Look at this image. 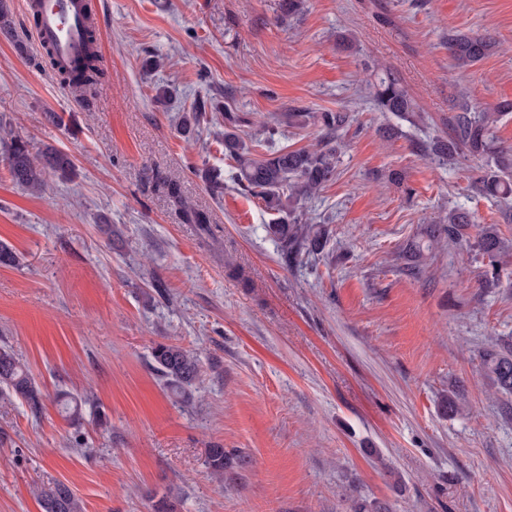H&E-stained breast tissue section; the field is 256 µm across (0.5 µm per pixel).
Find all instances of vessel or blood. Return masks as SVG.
I'll list each match as a JSON object with an SVG mask.
<instances>
[{
	"mask_svg": "<svg viewBox=\"0 0 512 512\" xmlns=\"http://www.w3.org/2000/svg\"><path fill=\"white\" fill-rule=\"evenodd\" d=\"M39 13L34 31L36 45L54 48L67 67L81 64L86 52L85 29L89 23L86 0H32Z\"/></svg>",
	"mask_w": 512,
	"mask_h": 512,
	"instance_id": "1",
	"label": "vessel or blood"
}]
</instances>
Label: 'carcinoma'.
I'll return each instance as SVG.
<instances>
[{
    "instance_id": "obj_1",
    "label": "carcinoma",
    "mask_w": 512,
    "mask_h": 512,
    "mask_svg": "<svg viewBox=\"0 0 512 512\" xmlns=\"http://www.w3.org/2000/svg\"><path fill=\"white\" fill-rule=\"evenodd\" d=\"M89 50L81 65L69 69L59 63L53 48L45 47L42 60L60 83L79 93L85 104H90L97 87L105 78L100 64L96 27L86 29ZM496 40L489 35H472L460 31L448 32V56L455 69H468L491 56ZM373 101L382 112H392L404 118L414 115V104L402 87L399 78L389 70L376 74ZM505 112H512V100L504 99L493 110H479L467 102L458 105V114L452 118L453 135L446 140H436L427 146L434 157L452 161L462 152L484 161L481 173L472 178V193L512 200V149L494 144L492 128ZM206 113V102L196 100L191 110L182 117L181 128L191 133ZM323 131L316 148L275 149L261 155L253 154L239 133L241 119L235 112L224 111V154L235 163L234 181L241 189L259 198L264 207L277 218L269 225L270 234L280 245L281 257L293 262L304 251L324 250L328 232L325 228L309 225L300 211L301 202L315 196L327 183L336 178L341 150L344 146L342 132L350 124L347 111H325L317 115ZM0 148L7 163L11 180L27 191H39L51 174L68 175L73 162L66 154L52 146L34 153L30 142L14 132L0 139ZM158 186L178 209L183 221L195 224L206 233L212 232L211 214L191 204L183 195L181 184L161 177ZM476 224L475 217L467 211L451 208L442 223L429 230V241L441 235L454 242L469 243V229ZM477 247L488 257L491 274L497 275L501 256L507 246L494 225H485L477 234ZM154 369L164 379L171 395L187 399L200 374L197 356L177 343H158L152 348ZM483 363L497 388L512 393V349L483 354ZM46 394L35 381L24 363L13 352L0 348V399L6 403L19 400L31 413L39 414ZM62 412L73 421L81 419V400L64 394L59 399ZM206 465L218 482L236 477L250 465L246 455L228 452L220 445L207 449ZM36 495L43 512H83L79 500L64 484L39 487Z\"/></svg>"
}]
</instances>
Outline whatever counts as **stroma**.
Here are the masks:
<instances>
[{"label":"stroma","instance_id":"1","mask_svg":"<svg viewBox=\"0 0 512 512\" xmlns=\"http://www.w3.org/2000/svg\"><path fill=\"white\" fill-rule=\"evenodd\" d=\"M23 2L9 0L15 37L0 35V121L75 171L31 193L0 157V241L18 257L0 265V346L47 395L36 416L0 407V512H42L34 490L55 483L83 512H154L170 493L177 512H354L358 498L512 512V394L481 359L512 343V258L488 284L475 246L405 254L454 206L512 242L506 203L469 189L480 160L424 149L451 136L462 100L512 99V0H305L284 24L280 0H96L108 77L89 105L35 66ZM452 29L499 48L452 68ZM146 55L160 62L150 76ZM381 68L415 122L376 108ZM197 97L215 105L187 139L179 119ZM228 108L246 141L291 149L320 142L316 113H351L335 180L302 205L330 230L324 251L282 261L272 214L218 144ZM292 110L307 122L289 124ZM389 125L400 136L383 137ZM202 168L221 172L223 198ZM160 177L211 210L212 234L182 221ZM158 342L197 354L191 401L154 371ZM60 390L86 398L81 423ZM454 394L464 402L444 414ZM216 443L251 459L225 489L205 463Z\"/></svg>","mask_w":512,"mask_h":512}]
</instances>
